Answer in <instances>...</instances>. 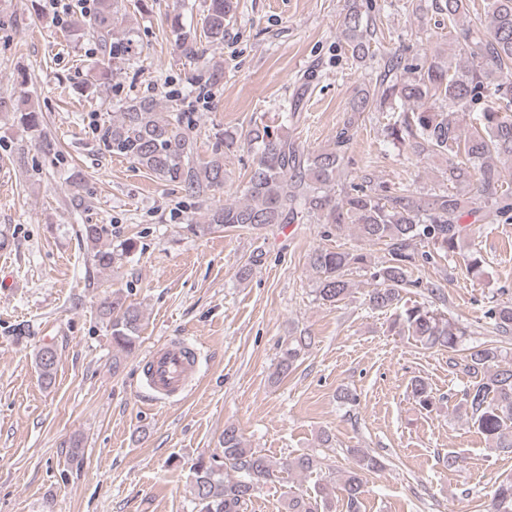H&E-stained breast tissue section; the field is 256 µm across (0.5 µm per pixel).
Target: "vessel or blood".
Returning a JSON list of instances; mask_svg holds the SVG:
<instances>
[{"label": "vessel or blood", "instance_id": "vessel-or-blood-1", "mask_svg": "<svg viewBox=\"0 0 512 512\" xmlns=\"http://www.w3.org/2000/svg\"><path fill=\"white\" fill-rule=\"evenodd\" d=\"M197 363L194 347L182 341H168L152 348L140 367L152 398L162 402L185 392Z\"/></svg>", "mask_w": 512, "mask_h": 512}]
</instances>
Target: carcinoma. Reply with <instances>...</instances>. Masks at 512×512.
Wrapping results in <instances>:
<instances>
[{"instance_id": "1", "label": "carcinoma", "mask_w": 512, "mask_h": 512, "mask_svg": "<svg viewBox=\"0 0 512 512\" xmlns=\"http://www.w3.org/2000/svg\"><path fill=\"white\" fill-rule=\"evenodd\" d=\"M121 0H92L91 6L65 24L73 32L89 35L95 43L96 75L86 81L83 91L96 93L112 89L113 72L135 57L138 40L132 30L119 31ZM436 10L448 16V39L468 65L451 67L437 55L411 77L399 74L402 59L388 57L374 87L360 89L350 102L351 115L330 143L310 152L295 140L268 124H255L247 145L256 158L244 190L235 203L212 206L209 200L224 187V153L238 147L235 133L224 131L216 138L206 159L197 156L194 113L162 115L149 98L117 102L112 121L97 125L94 132L103 150L124 157L150 172L157 180L173 185L199 204L200 228L208 232L247 228L261 231L274 224H322L324 236L341 233L353 226L364 241L385 244L388 258L371 273L374 282L368 294L373 310H389L401 301L402 290L418 287L413 270L434 265L437 259L462 257L470 268L481 259L461 252V242L473 232L461 223L466 205L477 206L487 224H512V179L496 160L512 164V119L484 104L480 127L461 133L459 113L493 95L512 103V0H485L488 21L484 25L460 23L469 13L470 0H435ZM235 0H209L202 31L212 42L224 40V23L235 13ZM181 54L196 64L188 77L191 85L205 88L217 84L224 73L207 69L197 41L196 30L177 17L172 24ZM342 34L358 61L373 57L368 26L357 6L350 7L343 20ZM404 102L440 103L438 109L406 112L388 124L393 142L413 139L418 156H446V188L418 192L408 187L383 186L379 191L340 182L341 163L358 132L364 112H381L394 99ZM83 237L90 245L94 265L106 270L130 256L136 242L126 239L116 246L103 245V229L83 225ZM433 250H421L420 244ZM366 255L319 247L308 256L317 300L334 304L346 298L350 282L346 272L362 264ZM103 315L111 328L112 368L119 370L124 358L138 347L142 313L115 293L104 303ZM493 329L505 336L512 333V302L496 300L484 312ZM400 331L424 346L441 347L452 353L449 362L470 377L464 389L465 424L476 428L491 442L493 450L512 454V363L505 360L500 346L478 344L456 358L453 353L467 336V329L425 305H414L396 318ZM312 345L309 336H290L274 373L280 379ZM57 350L46 344L35 354L39 379L45 386L55 381ZM412 394L423 409L434 405L428 385L417 380ZM222 454L200 459L193 468V503L196 512H242L244 505L263 485L281 473L312 474L321 469V459L300 455L274 463L262 451L248 446L233 425L224 427ZM356 467L344 481L345 512H359L365 475L383 468L377 456L354 451ZM335 486L320 483L311 493L291 492L288 512H333ZM487 512H512V476L498 481Z\"/></svg>"}]
</instances>
